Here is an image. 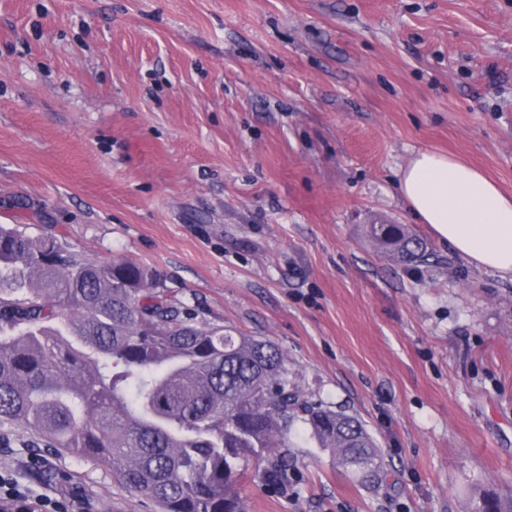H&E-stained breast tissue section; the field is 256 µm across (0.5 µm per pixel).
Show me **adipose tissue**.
<instances>
[{
	"label": "adipose tissue",
	"instance_id": "adipose-tissue-1",
	"mask_svg": "<svg viewBox=\"0 0 512 512\" xmlns=\"http://www.w3.org/2000/svg\"><path fill=\"white\" fill-rule=\"evenodd\" d=\"M410 212L463 259L512 278V196L457 156L424 149L402 168Z\"/></svg>",
	"mask_w": 512,
	"mask_h": 512
}]
</instances>
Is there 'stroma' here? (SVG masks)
<instances>
[{"mask_svg": "<svg viewBox=\"0 0 512 512\" xmlns=\"http://www.w3.org/2000/svg\"><path fill=\"white\" fill-rule=\"evenodd\" d=\"M512 194V0H0V224L128 257L199 322L270 339L302 392L357 414L368 488L294 439L246 512H466L512 500V279L405 208L412 153ZM373 213L430 258L380 254ZM39 457L61 482L21 472ZM30 512H156L81 458L0 448Z\"/></svg>", "mask_w": 512, "mask_h": 512, "instance_id": "stroma-1", "label": "stroma"}]
</instances>
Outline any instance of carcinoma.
Returning <instances> with one entry per match:
<instances>
[{
    "mask_svg": "<svg viewBox=\"0 0 512 512\" xmlns=\"http://www.w3.org/2000/svg\"><path fill=\"white\" fill-rule=\"evenodd\" d=\"M385 253L429 260L401 224H370ZM304 433L367 487L388 476L355 415L306 398L273 342L200 325L130 259L94 261L49 231L0 224V446L73 453L159 512H246L252 464L286 489ZM469 512H503L490 494Z\"/></svg>",
    "mask_w": 512,
    "mask_h": 512,
    "instance_id": "1",
    "label": "carcinoma"
}]
</instances>
